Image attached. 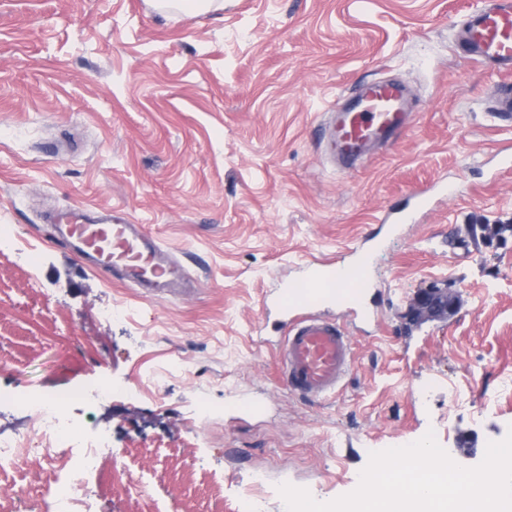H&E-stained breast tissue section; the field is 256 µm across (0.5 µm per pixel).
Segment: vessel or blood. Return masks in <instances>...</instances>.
I'll return each instance as SVG.
<instances>
[{
    "label": "vessel or blood",
    "mask_w": 512,
    "mask_h": 512,
    "mask_svg": "<svg viewBox=\"0 0 512 512\" xmlns=\"http://www.w3.org/2000/svg\"><path fill=\"white\" fill-rule=\"evenodd\" d=\"M459 26L473 60L512 75V0H482ZM404 98L400 85L377 81L362 90L351 109L333 113L328 142L341 171L363 162L375 142L391 140L408 127ZM45 220L57 226V242L102 275L117 271L157 292L170 289L182 275L165 247L117 213L87 210L73 223L60 211ZM361 269V264L341 260L313 262L279 293V305L294 316L278 350L280 378L291 392L320 399L339 390L348 375L352 340L344 326L320 316L316 308L344 292L359 298L366 286Z\"/></svg>",
    "instance_id": "b4317fda"
}]
</instances>
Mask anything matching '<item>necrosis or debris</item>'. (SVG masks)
<instances>
[{
    "mask_svg": "<svg viewBox=\"0 0 512 512\" xmlns=\"http://www.w3.org/2000/svg\"><path fill=\"white\" fill-rule=\"evenodd\" d=\"M123 393V388L110 384H99L89 391L69 390L52 400L36 394L0 392V402L30 410L37 421L32 435L0 436V468L28 464L36 456L52 462L57 487L46 504L48 512H96L89 477L98 470L104 447L84 435L68 410L91 396L118 397Z\"/></svg>",
    "mask_w": 512,
    "mask_h": 512,
    "instance_id": "necrosis-or-debris-1",
    "label": "necrosis or debris"
}]
</instances>
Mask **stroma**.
<instances>
[{"label":"stroma","mask_w":512,"mask_h":512,"mask_svg":"<svg viewBox=\"0 0 512 512\" xmlns=\"http://www.w3.org/2000/svg\"><path fill=\"white\" fill-rule=\"evenodd\" d=\"M480 3L0 0V388L129 384L81 414L112 440L99 512H239L257 468L327 502L370 452L431 430L472 467L512 429V126L491 115L500 75L457 39ZM379 78L407 87L413 120L340 172L325 111ZM66 207L125 212L185 286L81 265L43 221ZM355 248L371 318L327 308L354 364L336 395L301 398L278 379L271 300ZM433 287L454 315L414 320ZM110 305L127 318L105 323Z\"/></svg>","instance_id":"stroma-1"}]
</instances>
